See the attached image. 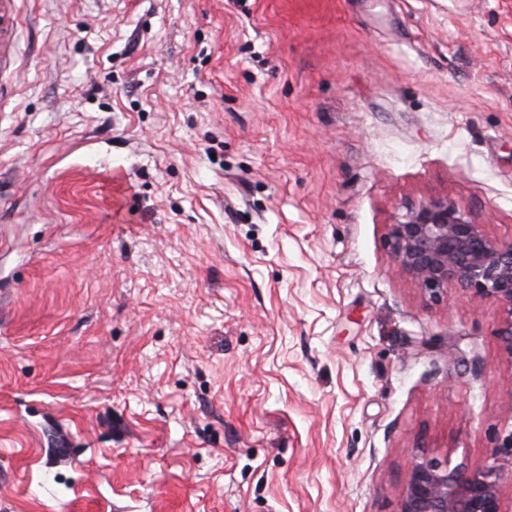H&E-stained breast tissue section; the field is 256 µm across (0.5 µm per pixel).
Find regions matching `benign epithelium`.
<instances>
[{
    "instance_id": "benign-epithelium-1",
    "label": "benign epithelium",
    "mask_w": 512,
    "mask_h": 512,
    "mask_svg": "<svg viewBox=\"0 0 512 512\" xmlns=\"http://www.w3.org/2000/svg\"><path fill=\"white\" fill-rule=\"evenodd\" d=\"M386 242L390 259L428 303H440L453 286L472 303L496 304L495 336L512 358V240L490 236L473 212L448 198L429 197L402 206ZM506 472L512 473V434L483 466L416 458L402 484L399 512H503Z\"/></svg>"
}]
</instances>
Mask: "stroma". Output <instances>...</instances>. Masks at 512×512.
I'll use <instances>...</instances> for the list:
<instances>
[{"instance_id":"35a3bbf8","label":"stroma","mask_w":512,"mask_h":512,"mask_svg":"<svg viewBox=\"0 0 512 512\" xmlns=\"http://www.w3.org/2000/svg\"><path fill=\"white\" fill-rule=\"evenodd\" d=\"M0 512H397L512 434L499 308L387 256L512 238V0H19ZM388 224L390 259L430 304L457 288L468 301L492 302L501 312L500 350L512 358V240L493 238L475 214L448 197L405 203Z\"/></svg>"}]
</instances>
